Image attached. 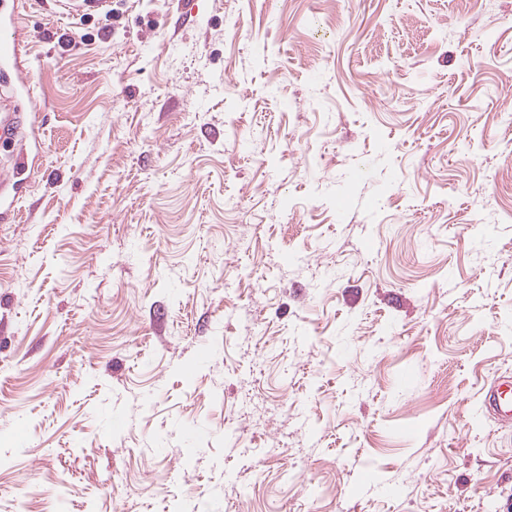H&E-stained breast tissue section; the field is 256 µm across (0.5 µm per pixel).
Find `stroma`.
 Returning <instances> with one entry per match:
<instances>
[{"label":"stroma","mask_w":512,"mask_h":512,"mask_svg":"<svg viewBox=\"0 0 512 512\" xmlns=\"http://www.w3.org/2000/svg\"><path fill=\"white\" fill-rule=\"evenodd\" d=\"M15 11L0 512H512V0ZM0 25V63L10 65L11 71L7 75L10 77V81H13L15 91L31 99L33 95L32 79L21 60L20 42L16 30L13 32L9 28H15V19L11 16L1 18ZM483 408L492 413L498 421H512V384L508 381L498 383L488 391Z\"/></svg>","instance_id":"stroma-1"}]
</instances>
